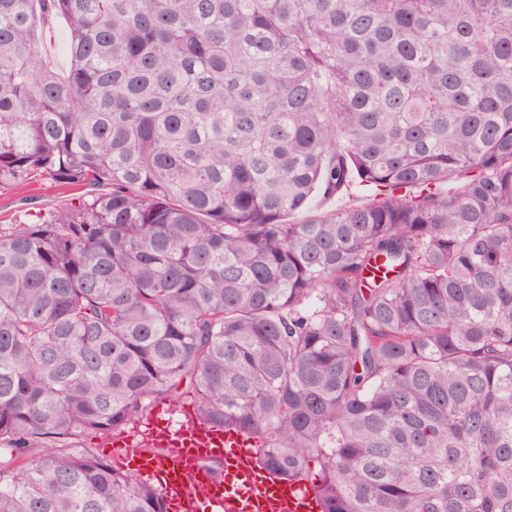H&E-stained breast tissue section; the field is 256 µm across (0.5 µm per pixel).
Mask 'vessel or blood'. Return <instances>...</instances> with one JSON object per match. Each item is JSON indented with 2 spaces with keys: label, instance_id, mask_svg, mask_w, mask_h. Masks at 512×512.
I'll return each mask as SVG.
<instances>
[{
  "label": "vessel or blood",
  "instance_id": "obj_1",
  "mask_svg": "<svg viewBox=\"0 0 512 512\" xmlns=\"http://www.w3.org/2000/svg\"><path fill=\"white\" fill-rule=\"evenodd\" d=\"M117 465L154 482L166 512H316L308 486L271 477L239 452L232 432L184 412L178 424H154L115 436Z\"/></svg>",
  "mask_w": 512,
  "mask_h": 512
}]
</instances>
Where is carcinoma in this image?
<instances>
[{
    "label": "carcinoma",
    "instance_id": "obj_1",
    "mask_svg": "<svg viewBox=\"0 0 512 512\" xmlns=\"http://www.w3.org/2000/svg\"><path fill=\"white\" fill-rule=\"evenodd\" d=\"M36 177L89 193L0 224V512H166L80 436L187 376L322 512H512V0H0ZM71 35L62 20H54L44 26L41 32L43 53L53 60L59 73H65L69 67L68 43ZM359 195V189L353 187L351 191L345 192L338 197L335 196L328 200H325L321 195L317 196L312 200L309 209L291 215L289 217V221L293 223H301L321 211L352 205L356 202V197Z\"/></svg>",
    "mask_w": 512,
    "mask_h": 512
}]
</instances>
